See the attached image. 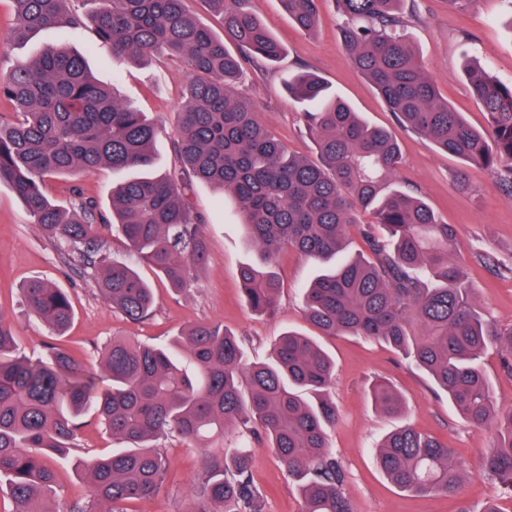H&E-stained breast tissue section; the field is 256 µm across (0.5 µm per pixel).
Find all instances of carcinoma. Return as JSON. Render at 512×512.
I'll list each match as a JSON object with an SVG mask.
<instances>
[{
	"label": "carcinoma",
	"instance_id": "1",
	"mask_svg": "<svg viewBox=\"0 0 512 512\" xmlns=\"http://www.w3.org/2000/svg\"><path fill=\"white\" fill-rule=\"evenodd\" d=\"M67 2L12 0L14 23L9 40L0 38V54L6 44L46 29L77 34L90 26L118 61L165 53L189 74L174 169L121 182L109 213L83 201L78 215L46 194V181L104 168L148 171L162 129L99 84L86 59L66 48L0 76V99L17 115L0 121V183L11 186L45 237L78 256L105 305L135 322L154 306L153 288L136 267L111 258L105 237L111 228L173 291L191 286L209 258L203 219L189 197L195 181L230 192L242 209L259 260L243 266L240 279L247 303L260 313L277 309L272 264L280 253L291 248L326 262L345 250L355 229L369 256L355 255L305 288L307 321L327 336L386 343L448 394L468 426L497 424L483 467L512 492V411L498 409L480 362L494 346L512 376V327L495 326L478 306L455 255V227L396 186L400 151L393 135L362 120L319 76L297 73L284 86L305 105L316 159L289 153L260 121L257 104L235 92L246 65L275 63L284 54L253 0H204L221 20L222 36L187 11L185 0H92L87 13ZM280 3L297 28L315 31L321 0ZM334 3L355 67L399 122L439 151L512 184V85L468 67L470 93L488 116V129L479 131L441 99L404 32V0ZM366 212L374 218L369 224L361 220ZM23 292L31 316L57 332L68 326L73 310L61 289L33 280ZM14 349L0 316V489L10 494V512H50L47 494L57 475L49 460L66 459L77 447L79 418L91 407L121 448L84 452L87 495L71 512H124V502L153 497L168 470L156 442L176 435L203 444L227 430L272 451L299 482L302 512H353L327 440L336 424V407L326 397L333 365L308 336L289 330L268 361L246 363L241 340L209 321L169 347L114 337L96 371L59 348L49 349L45 361ZM301 389L318 401H305ZM373 399L385 415L402 411V396L387 385L375 386ZM376 459L394 484L414 493L456 496L466 478L447 444L412 427L388 433ZM196 496L214 505L199 512H263L265 499L242 448L210 457Z\"/></svg>",
	"mask_w": 512,
	"mask_h": 512
}]
</instances>
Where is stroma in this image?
Listing matches in <instances>:
<instances>
[{
	"label": "stroma",
	"mask_w": 512,
	"mask_h": 512,
	"mask_svg": "<svg viewBox=\"0 0 512 512\" xmlns=\"http://www.w3.org/2000/svg\"><path fill=\"white\" fill-rule=\"evenodd\" d=\"M257 14L286 53L276 64L246 69L238 93L253 99L259 117L290 152L314 158L315 146L305 131L303 108L288 97L283 82L289 74H318L331 91L343 97L369 123L389 129L401 151L399 186L422 197L442 221L458 231L460 258L476 300L489 320L512 326V188L496 174L439 152L429 140L402 127L369 81L354 68L341 38V17L325 0L316 33L304 35L288 19L279 0H255ZM411 17L408 35L434 78L442 99L476 128L487 115L471 97L467 64L512 84V0H471L465 9L450 8L448 0H407ZM65 46L85 55L95 79L116 87L121 98L162 125L165 133L154 144V171L167 173L174 161L171 136L185 98L188 74L177 59L160 55L142 64L113 60L108 48L95 44L92 29L72 35L59 29L41 31L14 46L10 60H0V75L11 61L39 56L49 47ZM122 173L109 169L49 180L48 194L65 207L78 199L111 206L112 188ZM191 201L200 212L208 240L209 260L191 286L179 294L148 267L141 275L153 286L155 308L149 319L126 320L108 309L90 286L80 262L60 243L45 238L33 224L22 200L0 185V316L14 330L20 353L37 359L48 347L66 349L79 362L97 367L99 351L115 336L139 342L164 343L203 321H220L245 341L248 361L262 362L272 345L289 329L314 334L303 313L301 291L315 275L316 264L295 250L282 252L275 271L281 289L275 314L252 312L242 291L239 269L255 261L238 205L209 185L195 183ZM36 278L52 281L70 298L74 318L63 335L27 313L22 290ZM334 363L329 395L337 420L328 444L345 472V489L354 512H461L493 499L498 512H512V494L500 490L482 471L481 456L493 442L490 429L474 430L458 417L447 395L390 346L361 336H319ZM378 382L392 386L403 398L401 414L389 417L376 410L370 389ZM408 425L448 443L467 467L461 493L455 497L419 496L393 484L374 459L379 440L394 428ZM234 436L202 448L180 437L161 441L169 461L166 480L154 497L127 503L126 512H200L204 503L195 487L204 473L206 452L236 447ZM251 473L266 492L264 512H301L297 483L274 455L253 445ZM87 490L76 462L57 467V487L48 496L52 512H69Z\"/></svg>",
	"instance_id": "1"
}]
</instances>
